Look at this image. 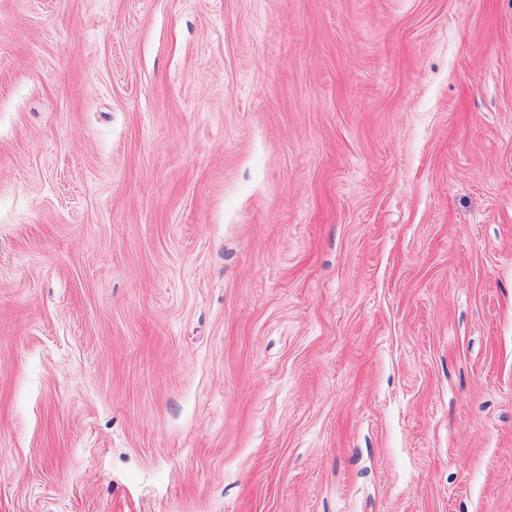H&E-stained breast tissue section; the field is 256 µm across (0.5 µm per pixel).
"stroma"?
I'll list each match as a JSON object with an SVG mask.
<instances>
[{"label": "stroma", "mask_w": 512, "mask_h": 512, "mask_svg": "<svg viewBox=\"0 0 512 512\" xmlns=\"http://www.w3.org/2000/svg\"><path fill=\"white\" fill-rule=\"evenodd\" d=\"M0 512H512V0H0Z\"/></svg>", "instance_id": "35a3bbf8"}]
</instances>
